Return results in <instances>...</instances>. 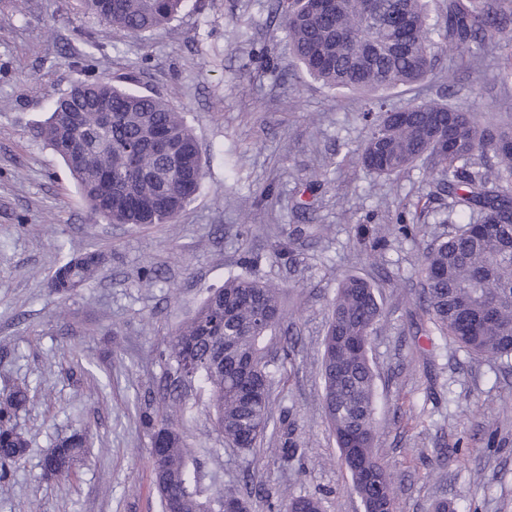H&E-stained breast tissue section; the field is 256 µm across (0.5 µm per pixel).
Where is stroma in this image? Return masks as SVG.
<instances>
[{
    "label": "stroma",
    "mask_w": 512,
    "mask_h": 512,
    "mask_svg": "<svg viewBox=\"0 0 512 512\" xmlns=\"http://www.w3.org/2000/svg\"><path fill=\"white\" fill-rule=\"evenodd\" d=\"M512 24L482 58L442 52L431 82L388 95L393 107L450 99L486 115L512 111ZM101 75L168 98L193 128L203 186L171 224L93 216L62 160L38 136L55 99ZM361 101L295 64L276 0H187L168 25L133 38L84 14L78 0H0V392L28 384L16 421L25 457L0 483V512H161L150 436L137 398L155 390L174 328L208 290L248 273L278 285L284 320L269 345L274 434L260 460L227 448L205 412L184 425L220 481L321 498L362 512L321 408L322 342L342 275L381 292L372 335L379 454L394 472L396 512H512V366L431 342L417 301L428 243L447 232L448 199L425 166L378 178L357 161L369 133ZM424 200L409 236L386 235L403 204ZM96 251V276L50 286L69 255ZM159 272L146 285V271ZM91 435L67 480L41 478L72 429Z\"/></svg>",
    "instance_id": "1"
}]
</instances>
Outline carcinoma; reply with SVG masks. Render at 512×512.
<instances>
[{
  "mask_svg": "<svg viewBox=\"0 0 512 512\" xmlns=\"http://www.w3.org/2000/svg\"><path fill=\"white\" fill-rule=\"evenodd\" d=\"M85 13L142 37L173 20L184 0H79ZM317 0H277L282 31L298 67L336 90L361 93L359 116L370 132L360 163L396 176L430 163L448 211L478 212L428 244L418 297L435 338L480 358L512 360V126H484L453 104L423 100L393 114L384 93L434 75L438 55L480 58L499 41L512 15L506 0H341L324 13ZM39 135L63 160L91 211L113 224H168L201 189L204 166L184 115L168 99L115 85L105 77L80 81L57 98ZM97 252L72 255L51 277L68 293L91 280ZM384 317L378 290L344 276L331 303L321 375L322 407L363 512H394V473L376 452V373L371 335ZM283 320L279 288L239 275L211 291L182 321L162 355L164 381L137 414L151 438L153 482L162 512H249L257 486L204 484L197 450L180 426L197 396L224 442L256 453L272 421L273 377L264 338ZM30 389L0 394V479L25 455L28 442L15 420ZM86 435L58 443L42 478L70 475L86 456ZM284 512H323L314 497H292Z\"/></svg>",
  "mask_w": 512,
  "mask_h": 512,
  "instance_id": "cac0c4a2",
  "label": "carcinoma"
}]
</instances>
